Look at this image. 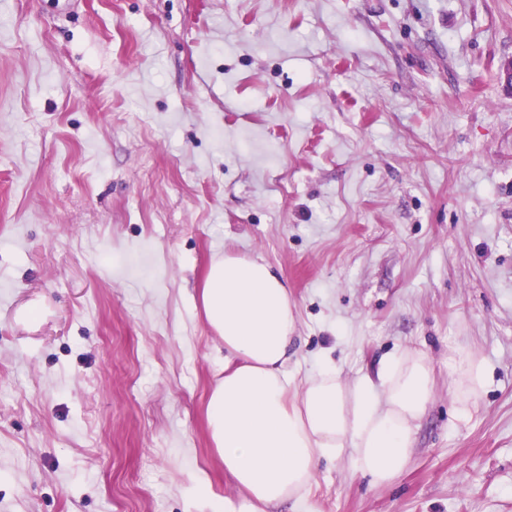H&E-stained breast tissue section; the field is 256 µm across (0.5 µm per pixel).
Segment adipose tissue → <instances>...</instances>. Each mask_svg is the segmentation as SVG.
Masks as SVG:
<instances>
[{"label":"adipose tissue","instance_id":"1","mask_svg":"<svg viewBox=\"0 0 512 512\" xmlns=\"http://www.w3.org/2000/svg\"><path fill=\"white\" fill-rule=\"evenodd\" d=\"M199 300L224 346V375L206 404L210 445L236 491L212 499L209 476L197 472L193 480L210 512H277L285 504L290 512H312V482L323 459L348 457L374 485L403 472L434 394L425 352L385 358L350 383L333 364L300 381L289 368L296 313L285 278L270 264L214 257ZM448 367L455 411L466 413L486 384L485 363L455 351Z\"/></svg>","mask_w":512,"mask_h":512}]
</instances>
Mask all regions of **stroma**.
Wrapping results in <instances>:
<instances>
[{"label": "stroma", "instance_id": "stroma-1", "mask_svg": "<svg viewBox=\"0 0 512 512\" xmlns=\"http://www.w3.org/2000/svg\"><path fill=\"white\" fill-rule=\"evenodd\" d=\"M512 0H0V512H203L214 256L288 282L298 378L435 392L315 512H512ZM37 306L30 322L23 310ZM484 359L465 417L448 351Z\"/></svg>", "mask_w": 512, "mask_h": 512}]
</instances>
